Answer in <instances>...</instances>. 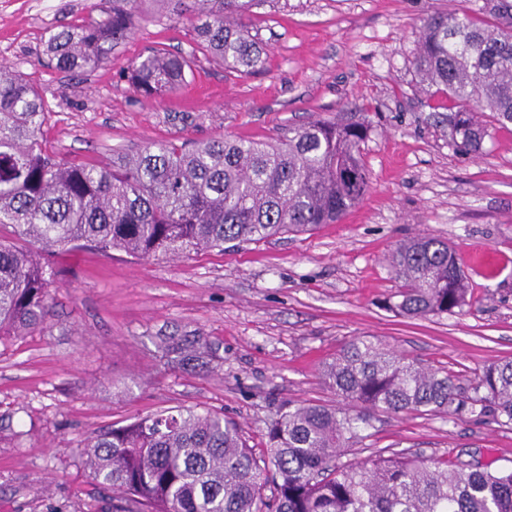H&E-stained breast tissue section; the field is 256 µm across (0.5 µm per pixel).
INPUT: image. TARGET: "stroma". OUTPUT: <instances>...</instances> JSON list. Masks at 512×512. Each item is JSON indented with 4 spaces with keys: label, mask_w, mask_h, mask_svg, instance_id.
<instances>
[{
    "label": "stroma",
    "mask_w": 512,
    "mask_h": 512,
    "mask_svg": "<svg viewBox=\"0 0 512 512\" xmlns=\"http://www.w3.org/2000/svg\"><path fill=\"white\" fill-rule=\"evenodd\" d=\"M484 0H258L247 20L267 63L247 76L195 55L190 82L154 101L125 79L152 50L189 54L187 18L149 8L93 73L47 66L52 33L101 18L112 0H0V64L32 82L50 115L46 149L86 163L157 142L271 140L318 119L367 122L369 187L339 222L224 248L135 258L91 249L59 256L44 331L0 345V512H114L76 449L91 433L170 408L224 412L262 447L291 403L334 395L320 368L346 342H381L468 385L512 359V125L477 155L458 152L450 103L414 69L424 18L477 12ZM193 54V53H192ZM422 234L456 249L472 300L408 318L383 305L398 282L386 257ZM197 334L209 368H178L157 337ZM372 451L449 464L512 466V425L492 417L375 412Z\"/></svg>",
    "instance_id": "35a3bbf8"
}]
</instances>
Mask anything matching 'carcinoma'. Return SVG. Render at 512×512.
Wrapping results in <instances>:
<instances>
[{"label": "carcinoma", "instance_id": "1", "mask_svg": "<svg viewBox=\"0 0 512 512\" xmlns=\"http://www.w3.org/2000/svg\"><path fill=\"white\" fill-rule=\"evenodd\" d=\"M149 2L195 18L196 50L228 73L263 69L267 53L246 14L253 0H113L88 24L50 35L54 68L87 74L112 62ZM484 19L438 11L424 19L414 60L426 90L453 101L454 146L481 150L490 128L512 124V0ZM195 55L153 50L128 68L147 100L188 83ZM44 98L0 65V344L45 327L61 251L119 250L139 258L222 248L231 241L307 233L338 222L364 195L367 126L315 120L273 142L214 139L154 144L110 162L70 164L38 138ZM399 282L388 307L425 318L469 303L470 285L448 243L416 236L388 256ZM183 367L207 362L201 336H160ZM321 379L350 405L302 402L273 420L261 451L222 413L175 409L114 425L77 448L94 489L120 495L115 512H512V467L418 456L342 461L372 437L371 413L490 415L512 424V360L493 362L462 386L364 339L344 345Z\"/></svg>", "mask_w": 512, "mask_h": 512}]
</instances>
